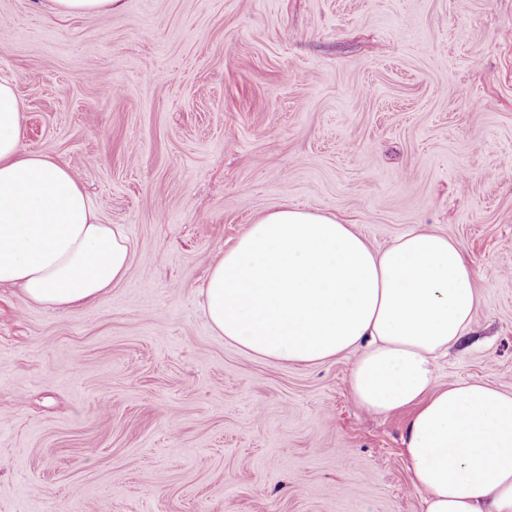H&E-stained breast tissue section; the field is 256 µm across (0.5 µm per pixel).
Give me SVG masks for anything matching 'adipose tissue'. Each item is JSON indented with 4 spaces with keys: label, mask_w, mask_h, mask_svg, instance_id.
I'll list each match as a JSON object with an SVG mask.
<instances>
[{
    "label": "adipose tissue",
    "mask_w": 512,
    "mask_h": 512,
    "mask_svg": "<svg viewBox=\"0 0 512 512\" xmlns=\"http://www.w3.org/2000/svg\"><path fill=\"white\" fill-rule=\"evenodd\" d=\"M21 105L0 78V286L68 308L130 269L122 225L99 223L72 169L21 148ZM198 293L212 330L248 353L313 364L352 355L353 402L409 414L404 460L424 512H512V392L438 385L435 360L479 305L463 247L413 230L372 249L335 216L285 203L249 225Z\"/></svg>",
    "instance_id": "ef3b65f1"
}]
</instances>
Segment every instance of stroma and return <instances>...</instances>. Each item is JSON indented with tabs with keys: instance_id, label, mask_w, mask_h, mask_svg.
I'll use <instances>...</instances> for the list:
<instances>
[{
	"instance_id": "obj_1",
	"label": "stroma",
	"mask_w": 512,
	"mask_h": 512,
	"mask_svg": "<svg viewBox=\"0 0 512 512\" xmlns=\"http://www.w3.org/2000/svg\"><path fill=\"white\" fill-rule=\"evenodd\" d=\"M22 145L77 168L127 277L50 310L0 287V512H423L407 413L351 356L276 363L198 288L285 202L381 249L430 227L480 297L438 383L512 392V0H0ZM55 13L61 15H98L112 13L121 7L122 0H51Z\"/></svg>"
}]
</instances>
